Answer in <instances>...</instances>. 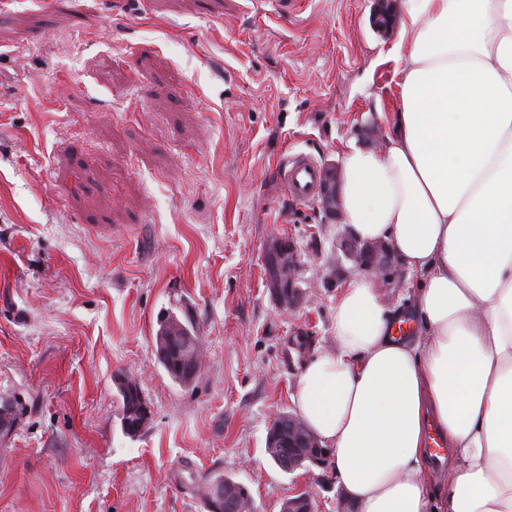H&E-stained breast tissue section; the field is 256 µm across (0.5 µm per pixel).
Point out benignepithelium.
I'll return each mask as SVG.
<instances>
[{"label": "benign epithelium", "instance_id": "benign-epithelium-1", "mask_svg": "<svg viewBox=\"0 0 512 512\" xmlns=\"http://www.w3.org/2000/svg\"><path fill=\"white\" fill-rule=\"evenodd\" d=\"M396 25V16L388 0H377V7L371 16L374 30L388 34ZM321 207L328 216H339V176L336 166L326 167L319 193ZM351 262L354 267L366 270L387 285H394L401 278L400 262L392 246L384 241L364 242L348 232H342L336 240V268H342V261ZM268 268L267 286L280 309L295 311L310 302L309 292L302 287L300 262L293 242L283 238L271 239L265 250ZM288 418V447L308 449L312 465L328 468L329 449L323 447L303 420L296 414ZM318 482L307 484L288 497L280 512H314ZM212 497L218 502L207 501L208 512H240L239 501L227 497L220 490Z\"/></svg>", "mask_w": 512, "mask_h": 512}]
</instances>
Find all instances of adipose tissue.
I'll list each match as a JSON object with an SVG mask.
<instances>
[{"mask_svg":"<svg viewBox=\"0 0 512 512\" xmlns=\"http://www.w3.org/2000/svg\"><path fill=\"white\" fill-rule=\"evenodd\" d=\"M393 52L386 144H342L341 208L420 282L402 313L352 273L292 400L355 512H512V0H402Z\"/></svg>","mask_w":512,"mask_h":512,"instance_id":"obj_1","label":"adipose tissue"}]
</instances>
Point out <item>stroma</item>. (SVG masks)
Listing matches in <instances>:
<instances>
[{"instance_id": "1", "label": "stroma", "mask_w": 512, "mask_h": 512, "mask_svg": "<svg viewBox=\"0 0 512 512\" xmlns=\"http://www.w3.org/2000/svg\"><path fill=\"white\" fill-rule=\"evenodd\" d=\"M376 0H0V512H207L221 473L254 512L325 477L316 512H353L334 474L265 452L309 354L335 345L323 279L341 227L293 200L283 156L336 162L391 112L395 36ZM292 238L314 299L286 314L265 248ZM187 312L203 369L158 364L157 320ZM152 412L121 425L118 379ZM396 25V16L390 2L386 0L377 1V7L371 16V26L380 33H391Z\"/></svg>"}]
</instances>
